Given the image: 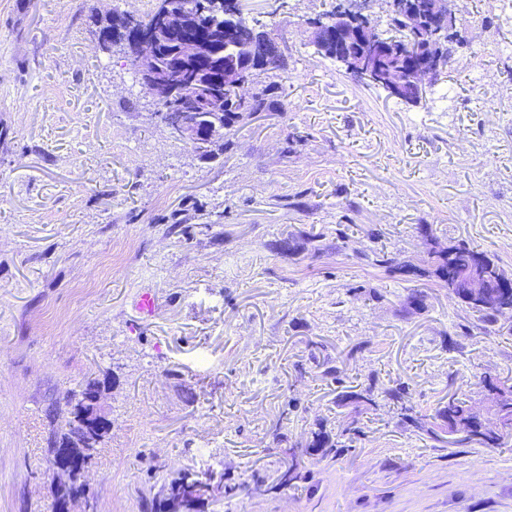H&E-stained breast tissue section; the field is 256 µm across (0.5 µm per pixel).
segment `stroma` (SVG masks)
<instances>
[{
    "instance_id": "35a3bbf8",
    "label": "stroma",
    "mask_w": 512,
    "mask_h": 512,
    "mask_svg": "<svg viewBox=\"0 0 512 512\" xmlns=\"http://www.w3.org/2000/svg\"><path fill=\"white\" fill-rule=\"evenodd\" d=\"M332 4L242 0L282 39L285 94L203 160L90 20L152 0H0V512H56L46 411L90 377L113 380L94 512H145L149 488L188 467L239 485L202 512H512V436L439 442L381 396L349 450L253 488L281 470L272 427L306 442L368 375L407 383L422 416L454 392L482 402V373L512 383V318L485 331L447 290L366 259L464 241L512 274V16L456 0L464 42L409 105L309 44ZM340 224L355 227L342 250ZM318 233L322 251L303 246ZM414 288L427 307L409 312Z\"/></svg>"
}]
</instances>
